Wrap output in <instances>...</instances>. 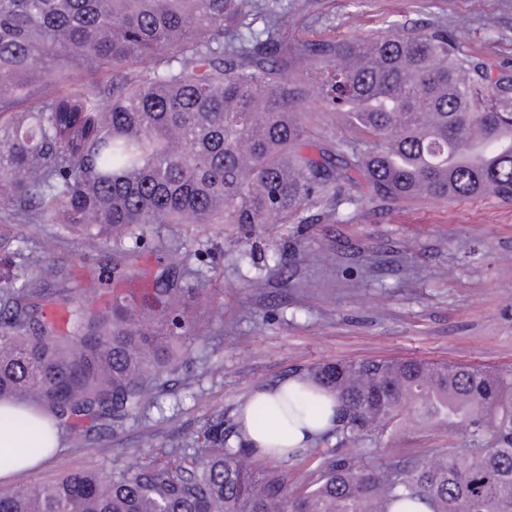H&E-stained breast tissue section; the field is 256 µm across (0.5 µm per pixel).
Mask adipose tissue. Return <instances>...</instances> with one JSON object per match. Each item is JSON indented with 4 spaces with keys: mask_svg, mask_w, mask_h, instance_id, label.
Instances as JSON below:
<instances>
[{
    "mask_svg": "<svg viewBox=\"0 0 512 512\" xmlns=\"http://www.w3.org/2000/svg\"><path fill=\"white\" fill-rule=\"evenodd\" d=\"M251 400L266 406L271 425L265 429L255 427L250 406H246L237 412L238 430L257 457L270 460L285 459L289 451L309 447L332 429L338 406L334 395L314 391L299 375L256 388ZM310 401L319 404V411L307 409ZM27 443L28 438L21 430L0 426V484L41 466L48 458V450L59 448L61 441L59 436H51L46 441V452L36 456L22 455Z\"/></svg>",
    "mask_w": 512,
    "mask_h": 512,
    "instance_id": "1",
    "label": "adipose tissue"
}]
</instances>
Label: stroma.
<instances>
[{"instance_id": "1", "label": "stroma", "mask_w": 512, "mask_h": 512, "mask_svg": "<svg viewBox=\"0 0 512 512\" xmlns=\"http://www.w3.org/2000/svg\"><path fill=\"white\" fill-rule=\"evenodd\" d=\"M389 20L464 33L469 53L512 68V0H314L309 12L289 11L281 22L292 39H341L375 35ZM302 111L310 141L348 150L352 132L318 93ZM132 248L141 275L129 289L151 287L173 266L197 295L180 367L163 391L147 390L144 411L123 430L86 441L64 431L59 453L18 475L14 487L86 468L108 477L133 453L162 457L179 432L211 412L223 411L233 425L254 389L316 363L417 357L512 368V203L368 197L357 210L251 239L234 224H151L141 240L96 247L62 225L27 224L0 206V282L48 267L81 279L123 264ZM258 278L260 291L251 286ZM460 444L408 420L355 454L358 464L381 467Z\"/></svg>"}]
</instances>
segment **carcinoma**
Masks as SVG:
<instances>
[{"label": "carcinoma", "instance_id": "obj_1", "mask_svg": "<svg viewBox=\"0 0 512 512\" xmlns=\"http://www.w3.org/2000/svg\"><path fill=\"white\" fill-rule=\"evenodd\" d=\"M278 0H0V198L30 224L120 242L145 224H308L323 205L356 206L348 185L382 201L512 202V69L463 48V34L393 22L379 35L288 41ZM155 67L134 78L137 58ZM93 61V88L69 70ZM317 90L354 133L350 150L308 140L300 106ZM116 275L77 289H0V414L34 442L58 425L118 431L144 388L177 371L190 289L161 274L150 291L112 292ZM303 376L336 395L317 441L319 478L294 492L288 472L228 446L224 412L165 458L128 457L105 478L76 470L0 495V512H512V369L413 357L336 361ZM462 437L436 460L360 466L352 448L394 434L405 414Z\"/></svg>", "mask_w": 512, "mask_h": 512}]
</instances>
